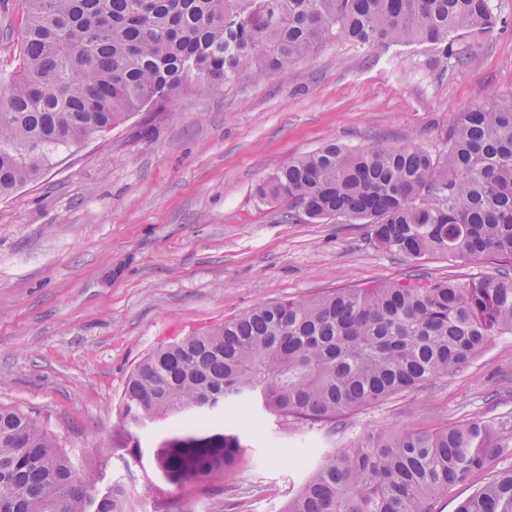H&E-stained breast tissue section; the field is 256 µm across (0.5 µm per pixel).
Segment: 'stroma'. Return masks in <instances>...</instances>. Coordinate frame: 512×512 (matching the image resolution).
Wrapping results in <instances>:
<instances>
[{
  "label": "stroma",
  "instance_id": "obj_1",
  "mask_svg": "<svg viewBox=\"0 0 512 512\" xmlns=\"http://www.w3.org/2000/svg\"><path fill=\"white\" fill-rule=\"evenodd\" d=\"M492 3L501 22L463 42L464 67L337 40L284 76L193 85L163 112L60 152L0 198V406L29 414L123 485L131 512H282L330 449L320 432L230 414L226 426L246 445L241 469L188 495L153 466L164 428L142 431L138 460L114 441L126 378L158 346L264 302L502 268L493 257L405 260L377 247L366 225L287 223L254 194L290 158L331 140L441 150L460 112L512 92V0ZM22 22L18 0H0V69L16 64ZM490 418L512 420V335L448 380L353 415L346 435Z\"/></svg>",
  "mask_w": 512,
  "mask_h": 512
}]
</instances>
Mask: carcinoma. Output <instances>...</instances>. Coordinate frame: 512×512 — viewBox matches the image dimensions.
I'll use <instances>...</instances> for the list:
<instances>
[{
  "label": "carcinoma",
  "instance_id": "cac0c4a2",
  "mask_svg": "<svg viewBox=\"0 0 512 512\" xmlns=\"http://www.w3.org/2000/svg\"><path fill=\"white\" fill-rule=\"evenodd\" d=\"M18 63L0 72V197L37 179L62 149L164 105L191 77L236 84L280 76L317 47L427 45L466 64L461 40L498 18L491 0H21ZM305 224H365L403 259L512 261V93L459 114L433 153L414 143L334 141L288 160L256 187ZM512 335V274L409 278L285 298L153 350L130 372L115 431L141 456L140 431L174 421L153 450L162 479L193 491L243 463L223 413L254 407L283 429L332 438L347 419L468 367ZM496 459L506 461L490 469ZM512 421L365 433L322 457L285 512H433L478 473L457 512H512ZM32 417L0 406V512H129L98 490ZM485 477V473L472 476L468 481L451 489L437 500L434 512H456L459 504L482 484Z\"/></svg>",
  "mask_w": 512,
  "mask_h": 512
}]
</instances>
